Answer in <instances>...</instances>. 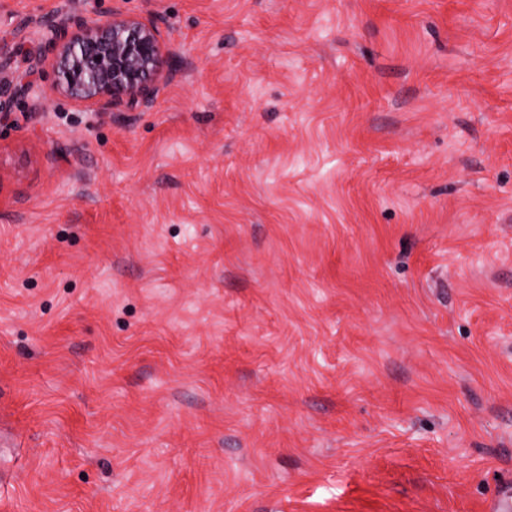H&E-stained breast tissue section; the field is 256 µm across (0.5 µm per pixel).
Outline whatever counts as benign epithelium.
<instances>
[{
    "label": "benign epithelium",
    "mask_w": 512,
    "mask_h": 512,
    "mask_svg": "<svg viewBox=\"0 0 512 512\" xmlns=\"http://www.w3.org/2000/svg\"><path fill=\"white\" fill-rule=\"evenodd\" d=\"M43 53L29 59L39 72L49 67L52 90L96 112H132L151 105L167 63L158 20L112 11L105 19L59 13L45 26ZM37 93L31 81L0 91V119L15 98Z\"/></svg>",
    "instance_id": "benign-epithelium-1"
}]
</instances>
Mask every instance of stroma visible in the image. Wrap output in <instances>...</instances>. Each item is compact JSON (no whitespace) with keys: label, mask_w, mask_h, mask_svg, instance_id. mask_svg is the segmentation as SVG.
<instances>
[{"label":"stroma","mask_w":512,"mask_h":512,"mask_svg":"<svg viewBox=\"0 0 512 512\" xmlns=\"http://www.w3.org/2000/svg\"><path fill=\"white\" fill-rule=\"evenodd\" d=\"M154 16L167 74L0 122V512H491L512 485V0Z\"/></svg>","instance_id":"35a3bbf8"}]
</instances>
